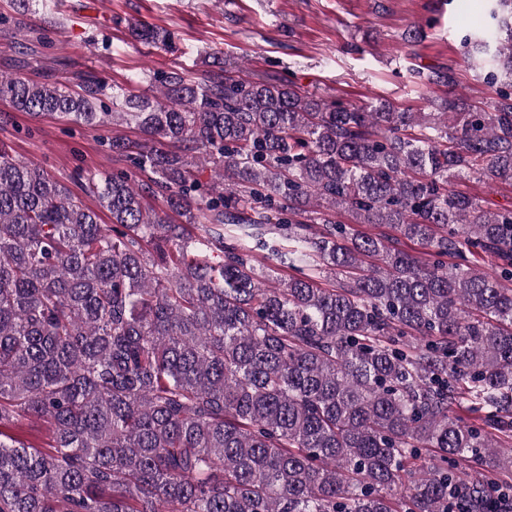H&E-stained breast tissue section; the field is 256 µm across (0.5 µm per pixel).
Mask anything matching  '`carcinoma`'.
I'll return each mask as SVG.
<instances>
[{"label":"carcinoma","instance_id":"carcinoma-1","mask_svg":"<svg viewBox=\"0 0 512 512\" xmlns=\"http://www.w3.org/2000/svg\"><path fill=\"white\" fill-rule=\"evenodd\" d=\"M14 2L0 24L29 27L35 0ZM489 19L460 40L486 109L345 106L222 68L157 71L151 95L0 73L33 118L145 135L109 143L132 173L88 179L110 224L0 146V512H501L512 207L453 185L512 180V0ZM27 417L47 449L4 434Z\"/></svg>","mask_w":512,"mask_h":512}]
</instances>
